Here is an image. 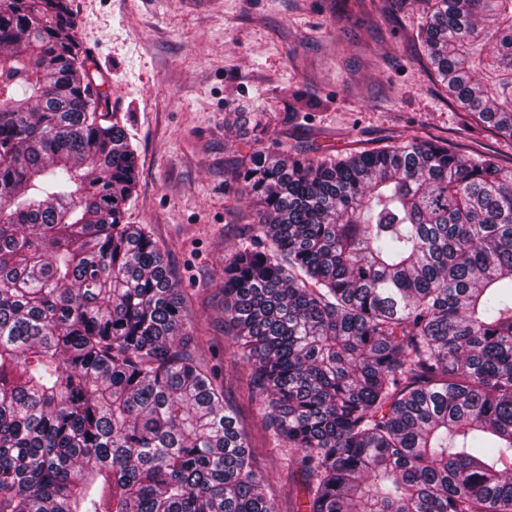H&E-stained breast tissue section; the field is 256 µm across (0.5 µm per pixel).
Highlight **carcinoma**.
Instances as JSON below:
<instances>
[{
	"mask_svg": "<svg viewBox=\"0 0 512 512\" xmlns=\"http://www.w3.org/2000/svg\"><path fill=\"white\" fill-rule=\"evenodd\" d=\"M443 87L512 137V0H435ZM66 0H0V512H274ZM231 180L224 317L306 512H512V165L410 140Z\"/></svg>",
	"mask_w": 512,
	"mask_h": 512,
	"instance_id": "obj_1",
	"label": "carcinoma"
}]
</instances>
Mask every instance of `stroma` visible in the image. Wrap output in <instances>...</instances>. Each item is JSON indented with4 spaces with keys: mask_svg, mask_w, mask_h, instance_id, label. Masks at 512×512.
Returning <instances> with one entry per match:
<instances>
[{
    "mask_svg": "<svg viewBox=\"0 0 512 512\" xmlns=\"http://www.w3.org/2000/svg\"><path fill=\"white\" fill-rule=\"evenodd\" d=\"M433 3L68 0L91 80L112 98L108 118L139 154L126 220L168 249L275 512H298L305 498L224 323V261L259 220L225 172L273 139L318 161L417 137L512 163V138L467 117L427 60ZM241 117L261 118L262 132L233 130Z\"/></svg>",
    "mask_w": 512,
    "mask_h": 512,
    "instance_id": "1",
    "label": "stroma"
}]
</instances>
